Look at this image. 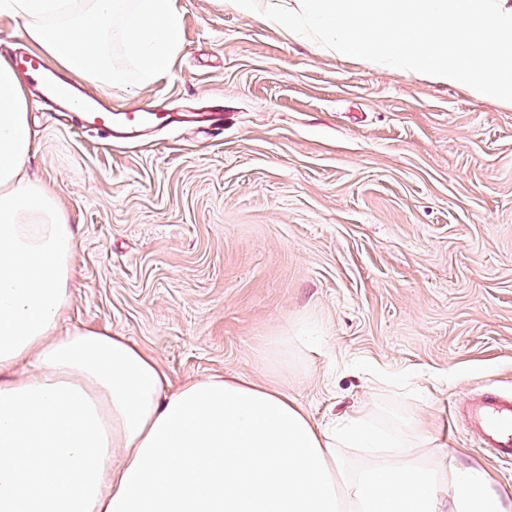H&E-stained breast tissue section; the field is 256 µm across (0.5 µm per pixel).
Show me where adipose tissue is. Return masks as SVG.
<instances>
[{
	"mask_svg": "<svg viewBox=\"0 0 512 512\" xmlns=\"http://www.w3.org/2000/svg\"><path fill=\"white\" fill-rule=\"evenodd\" d=\"M69 73L123 82L121 40L143 82L182 41L176 0H0ZM34 150L24 78L0 63V512H512L481 467L406 456L352 466L340 448H423L359 410L318 428L282 388L242 375L171 385L128 337L66 327L77 237L54 188L26 178Z\"/></svg>",
	"mask_w": 512,
	"mask_h": 512,
	"instance_id": "1",
	"label": "adipose tissue"
}]
</instances>
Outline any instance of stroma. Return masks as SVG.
Here are the masks:
<instances>
[{
    "label": "stroma",
    "mask_w": 512,
    "mask_h": 512,
    "mask_svg": "<svg viewBox=\"0 0 512 512\" xmlns=\"http://www.w3.org/2000/svg\"><path fill=\"white\" fill-rule=\"evenodd\" d=\"M170 73L140 81L120 45L115 107L220 111L131 145L37 102L26 172L78 230L70 322L109 327L172 383L269 380L315 423L374 406L415 417L450 463L512 484L466 424L512 397V105L321 52L225 0H177ZM319 349L265 360L298 329Z\"/></svg>",
    "instance_id": "35a3bbf8"
}]
</instances>
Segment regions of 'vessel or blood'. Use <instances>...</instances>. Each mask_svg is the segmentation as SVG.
Instances as JSON below:
<instances>
[{
  "label": "vessel or blood",
  "mask_w": 512,
  "mask_h": 512,
  "mask_svg": "<svg viewBox=\"0 0 512 512\" xmlns=\"http://www.w3.org/2000/svg\"><path fill=\"white\" fill-rule=\"evenodd\" d=\"M11 64L36 77L44 102L61 112L77 107L81 126L105 133L108 139L131 141L143 129L168 127L178 121L175 112L161 106L116 111L101 97L74 96L67 79L39 55L18 54ZM469 425L478 433L482 447L502 460H512V399L496 393L483 394L469 414Z\"/></svg>",
  "instance_id": "b4317fda"
}]
</instances>
